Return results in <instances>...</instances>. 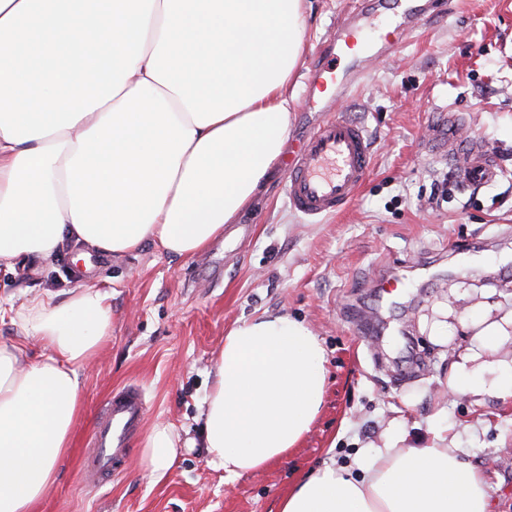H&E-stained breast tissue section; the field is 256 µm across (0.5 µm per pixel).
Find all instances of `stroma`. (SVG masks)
<instances>
[{"label":"stroma","instance_id":"1","mask_svg":"<svg viewBox=\"0 0 512 512\" xmlns=\"http://www.w3.org/2000/svg\"><path fill=\"white\" fill-rule=\"evenodd\" d=\"M444 2L336 103L373 142L369 176L338 215L313 223L293 212L280 175L191 257L148 244L114 261L92 255L88 267L74 248L22 274L0 264V343L21 340L14 312L34 296L88 283L112 304V336L81 371L83 412L42 512H277L302 472L328 459L354 468L387 432L464 449L492 487L495 512H512V398L448 394L457 354L477 348L484 314L512 312V0ZM303 6L293 141L319 118L305 100L314 49L355 2ZM452 112L463 137L494 148L504 174L492 187L453 183L439 195L451 169L427 140ZM385 274L397 281L389 295L374 286ZM360 310L373 312L381 348L356 326ZM266 311L307 322L323 341L325 403L287 460L228 482L209 463L196 418L225 334ZM126 385L146 391L145 429L165 424L178 435V459L161 480L143 475L139 433L122 470L86 484L81 458L95 416Z\"/></svg>","mask_w":512,"mask_h":512}]
</instances>
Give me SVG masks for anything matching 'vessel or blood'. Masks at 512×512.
<instances>
[{
    "mask_svg": "<svg viewBox=\"0 0 512 512\" xmlns=\"http://www.w3.org/2000/svg\"><path fill=\"white\" fill-rule=\"evenodd\" d=\"M441 5V0H359L357 12L337 22L307 78L308 108L323 118L288 159L286 192L295 212L317 220L340 213L355 200L370 171L372 146L364 125L333 111L332 105L358 87L371 59L390 57L403 36ZM364 30L371 40L360 53L355 46ZM460 126L457 114L449 113L447 125L433 128L429 151L447 157L461 187L493 184L501 174L493 147L476 137H461ZM144 407L139 386L113 390L97 420L93 446L82 460L85 475L100 481L111 477L140 427Z\"/></svg>",
    "mask_w": 512,
    "mask_h": 512,
    "instance_id": "1",
    "label": "vessel or blood"
}]
</instances>
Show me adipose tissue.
Here are the masks:
<instances>
[{
  "label": "adipose tissue",
  "mask_w": 512,
  "mask_h": 512,
  "mask_svg": "<svg viewBox=\"0 0 512 512\" xmlns=\"http://www.w3.org/2000/svg\"><path fill=\"white\" fill-rule=\"evenodd\" d=\"M302 0H0V263L81 245L195 255L237 223L281 162L302 62ZM42 348L0 343V512H39L83 409L80 368L112 334L109 295L85 287L20 313ZM327 355L304 322L265 312L224 338L199 418L225 480L298 447L319 417ZM450 394L512 397V364L459 354ZM178 455L152 427L140 465ZM280 512H492L460 449L382 447L357 470L323 463Z\"/></svg>",
  "instance_id": "obj_1"
}]
</instances>
